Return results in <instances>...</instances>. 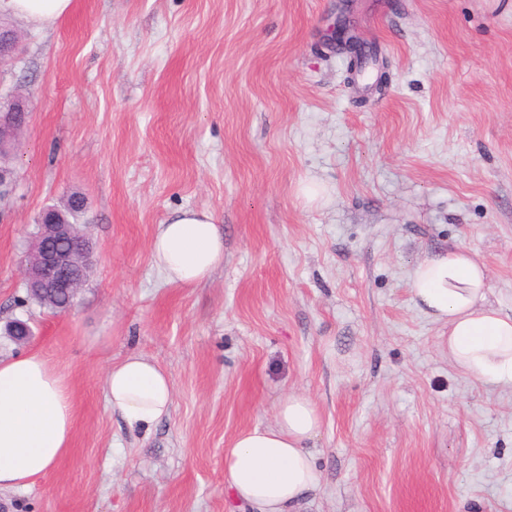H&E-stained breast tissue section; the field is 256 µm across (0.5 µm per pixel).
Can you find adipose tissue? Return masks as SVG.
Returning a JSON list of instances; mask_svg holds the SVG:
<instances>
[{"instance_id":"ef3b65f1","label":"adipose tissue","mask_w":512,"mask_h":512,"mask_svg":"<svg viewBox=\"0 0 512 512\" xmlns=\"http://www.w3.org/2000/svg\"><path fill=\"white\" fill-rule=\"evenodd\" d=\"M72 0H0V13L48 25ZM151 258L169 283L197 284L224 260V236L204 210L185 209L159 225ZM487 271L470 249L437 252L409 274L417 308L448 326V358L480 382L512 386V315L489 299ZM105 395L127 425L147 429L167 417L172 385L165 370L128 354L109 370ZM73 405L64 378L39 354L0 358V491L17 490L47 473L70 446ZM321 428L317 406L291 393L277 405L275 422L240 433L224 454V481L251 512H298L301 498L321 476L305 444Z\"/></svg>"}]
</instances>
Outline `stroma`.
<instances>
[{"label":"stroma","mask_w":512,"mask_h":512,"mask_svg":"<svg viewBox=\"0 0 512 512\" xmlns=\"http://www.w3.org/2000/svg\"><path fill=\"white\" fill-rule=\"evenodd\" d=\"M341 23L377 51L363 73L330 43ZM13 26L0 97L29 122L0 202V356L43 355L75 419L0 512H246L224 452L291 392L322 416L300 512H512V386L457 369L408 284L464 246L512 313V0H73ZM73 193L94 265L55 314L20 266ZM187 208L220 224L224 261L182 287L151 243ZM131 352L172 382L147 431L105 399Z\"/></svg>","instance_id":"1"}]
</instances>
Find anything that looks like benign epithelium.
<instances>
[{
	"instance_id": "obj_1",
	"label": "benign epithelium",
	"mask_w": 512,
	"mask_h": 512,
	"mask_svg": "<svg viewBox=\"0 0 512 512\" xmlns=\"http://www.w3.org/2000/svg\"><path fill=\"white\" fill-rule=\"evenodd\" d=\"M339 43H347L351 60L364 59L366 45L357 38H348L339 25L333 32ZM18 42L7 28L0 27V66L14 61ZM24 126L0 117V199L13 193L15 171L7 160L19 147ZM40 233L31 251L22 261V281L29 293L41 295L67 294L75 300L78 289L91 271L93 245L79 225L71 223L69 211L47 208L38 218Z\"/></svg>"
}]
</instances>
